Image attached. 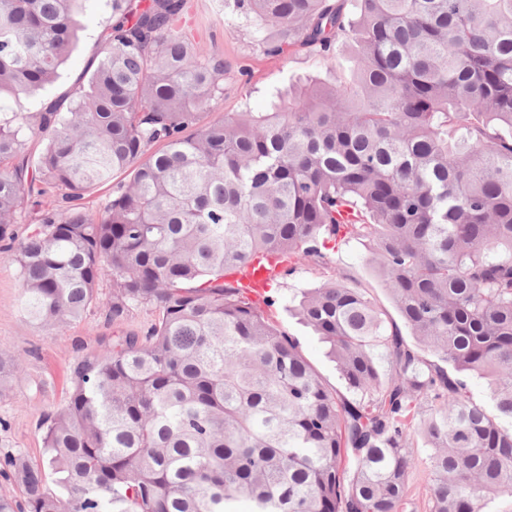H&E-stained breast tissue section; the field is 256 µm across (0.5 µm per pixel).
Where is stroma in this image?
<instances>
[{"label": "stroma", "instance_id": "obj_1", "mask_svg": "<svg viewBox=\"0 0 512 512\" xmlns=\"http://www.w3.org/2000/svg\"><path fill=\"white\" fill-rule=\"evenodd\" d=\"M106 0H88L82 16L80 40L59 79L30 98V111L43 103L71 100L94 70L101 55V35L108 23ZM184 20L195 40L224 61V91L215 95L201 114L210 122L233 112L267 111L270 99L294 81L326 73L325 55L318 49L295 47L285 55H271L257 26L240 15L234 0H187ZM367 239H347L329 251L325 264L292 263L269 292L268 312L274 326L293 338L330 389L345 393L335 363L313 330L300 322L292 304L307 289L316 287L333 270H340L348 286L364 289L386 311L388 320L402 324L382 281L368 263ZM155 322L153 311L133 309L119 325L112 324L99 306L62 329L29 319L19 303L17 265L0 250V354L19 361V370L0 393V458L22 454L32 463L43 457L44 417L67 399L69 379L85 356L111 343L124 332L143 333Z\"/></svg>", "mask_w": 512, "mask_h": 512}]
</instances>
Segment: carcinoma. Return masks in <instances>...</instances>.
<instances>
[{
	"label": "carcinoma",
	"instance_id": "1",
	"mask_svg": "<svg viewBox=\"0 0 512 512\" xmlns=\"http://www.w3.org/2000/svg\"><path fill=\"white\" fill-rule=\"evenodd\" d=\"M85 2L0 0V241L32 320L59 329L97 304L156 321L76 365L41 463L0 462L26 512H405L422 447L430 512L511 491L512 0H237L270 53L315 46L333 69L348 39L353 78L207 124L224 61L176 26L186 0H111L68 111H28ZM349 238L370 239L417 349L340 272L304 292L296 314L348 398L227 274L259 253L323 262Z\"/></svg>",
	"mask_w": 512,
	"mask_h": 512
}]
</instances>
